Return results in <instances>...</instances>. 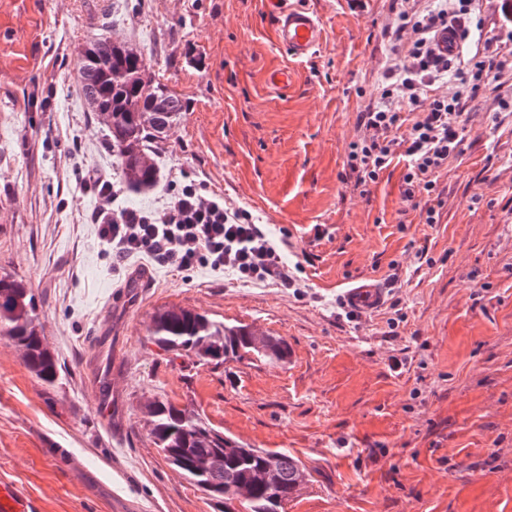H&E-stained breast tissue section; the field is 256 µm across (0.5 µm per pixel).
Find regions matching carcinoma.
Masks as SVG:
<instances>
[{
  "instance_id": "carcinoma-1",
  "label": "carcinoma",
  "mask_w": 512,
  "mask_h": 512,
  "mask_svg": "<svg viewBox=\"0 0 512 512\" xmlns=\"http://www.w3.org/2000/svg\"><path fill=\"white\" fill-rule=\"evenodd\" d=\"M74 83L90 111L109 132L126 188L154 187L159 171L147 153L185 111L180 97L148 74L144 50L128 42L97 37L78 52ZM153 344L201 366L219 367L229 358L259 354L283 360L288 347L258 338L247 325H228L192 309L158 311L148 329ZM0 336L24 351L26 368L52 385L60 365L41 336L37 306L22 281L0 275ZM148 436L167 461L205 492L219 512H285L303 481L299 461L286 451L245 448L214 429L201 414L155 396L144 405Z\"/></svg>"
}]
</instances>
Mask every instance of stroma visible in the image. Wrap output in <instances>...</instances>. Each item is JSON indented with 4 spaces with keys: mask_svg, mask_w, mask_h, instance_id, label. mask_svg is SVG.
Wrapping results in <instances>:
<instances>
[{
    "mask_svg": "<svg viewBox=\"0 0 512 512\" xmlns=\"http://www.w3.org/2000/svg\"><path fill=\"white\" fill-rule=\"evenodd\" d=\"M302 3L324 41L295 62L261 0H0V267L30 288L61 366L45 384L0 336V480L39 512H218L148 437L157 395L296 457L305 481L286 512H512V123H469L439 176V223L399 214L403 165L360 195L346 147L386 60L391 0ZM98 35L143 48L186 104L152 146L163 184L182 174L245 209L284 241L300 287L142 256L113 269L88 220L97 200L68 178L76 164L119 176L73 83ZM282 67L293 82L277 90L266 76ZM163 184L118 203L161 208ZM368 276L385 300L351 315L340 295ZM169 307L249 325L288 357L214 369L164 353L148 326ZM102 334L112 355L98 363ZM101 370L118 384L108 425Z\"/></svg>",
    "mask_w": 512,
    "mask_h": 512,
    "instance_id": "obj_1",
    "label": "stroma"
}]
</instances>
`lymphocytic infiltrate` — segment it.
Instances as JSON below:
<instances>
[{
	"mask_svg": "<svg viewBox=\"0 0 512 512\" xmlns=\"http://www.w3.org/2000/svg\"><path fill=\"white\" fill-rule=\"evenodd\" d=\"M476 2L393 0L395 21L383 31L393 57L377 95L358 112V135L347 147L348 174L364 188L377 183L396 157H405L401 202L419 210L427 224L440 220L438 177L461 154L480 100L491 98L497 116L512 118V19L500 0H484L489 36L473 38L472 49L450 58L435 51L439 29L456 27L462 38H471ZM72 178L80 192H93L100 201L90 221L114 266L144 255L177 271L225 270L245 284H296L299 264L284 261L262 225L222 195L177 182L163 208L119 209L120 191L110 178L88 175L79 166Z\"/></svg>",
	"mask_w": 512,
	"mask_h": 512,
	"instance_id": "f902f5d3",
	"label": "lymphocytic infiltrate"
}]
</instances>
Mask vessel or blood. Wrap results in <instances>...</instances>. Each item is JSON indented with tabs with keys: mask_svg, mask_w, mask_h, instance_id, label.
I'll use <instances>...</instances> for the list:
<instances>
[{
	"mask_svg": "<svg viewBox=\"0 0 512 512\" xmlns=\"http://www.w3.org/2000/svg\"><path fill=\"white\" fill-rule=\"evenodd\" d=\"M263 5L275 17L274 37L295 61L310 58L322 45L324 28L320 18L296 0H263ZM385 291L365 278L354 287L345 289L340 296L342 305L352 313L378 308L384 301ZM28 497L14 484L0 482V512H32Z\"/></svg>",
	"mask_w": 512,
	"mask_h": 512,
	"instance_id": "obj_1",
	"label": "vessel or blood"
}]
</instances>
